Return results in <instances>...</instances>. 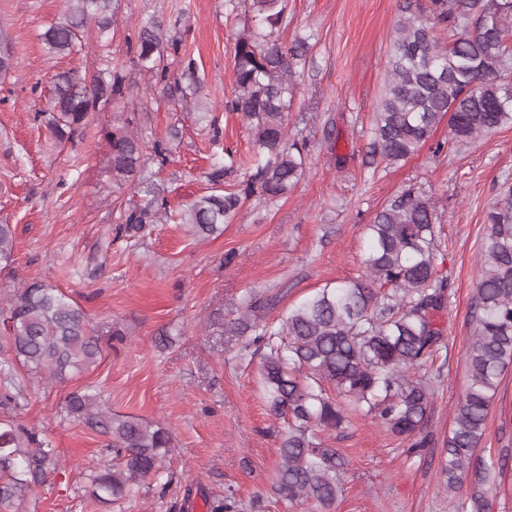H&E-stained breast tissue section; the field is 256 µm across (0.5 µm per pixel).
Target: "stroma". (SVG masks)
Listing matches in <instances>:
<instances>
[{"label":"stroma","instance_id":"obj_1","mask_svg":"<svg viewBox=\"0 0 512 512\" xmlns=\"http://www.w3.org/2000/svg\"><path fill=\"white\" fill-rule=\"evenodd\" d=\"M402 2L288 0L278 35L310 44L286 116L289 135L306 145V170L288 197L251 200L223 233L198 237L180 216L210 190L215 159L227 146L244 161L252 153L247 121L224 108L242 16L226 15L224 0H114L116 25L105 33L89 26L78 51L57 55L42 35L64 19L65 0H0V44L13 61L0 72V224L13 225L16 237L12 262L0 267V309L21 284H50L83 309L101 348L96 365L64 381L26 375L24 404L0 408L1 419L40 431L59 461L19 512H193L201 499L228 493L239 512H251L257 498L265 512H320L312 502L274 494L286 424L270 415L257 367L242 356V337L226 327L249 296L276 298L275 317L327 284L361 275L366 224L409 186L437 202L436 234L452 288L442 315L448 349L429 371L432 443L410 450L364 413L348 410L344 429L322 435L349 463L331 512H453L441 452L467 382L464 349L485 213L512 185V124L461 145L443 122L407 160L372 161L389 37ZM152 17L164 19L169 37L182 39L185 55L195 59L220 139L194 99L152 89L134 67L136 30ZM72 68L90 75L117 70L138 88L100 102L86 127L59 140L43 115L52 109L58 74ZM122 115L135 117L147 147L140 172L119 185L105 134ZM157 142L165 157L156 156ZM155 195L167 202V220L150 225L135 244L116 236L120 215ZM87 390L100 392L113 413L169 432L168 486L142 483L112 504L89 496L85 476L98 469L107 439L63 411L68 395ZM481 445L495 456L512 453V364Z\"/></svg>","mask_w":512,"mask_h":512}]
</instances>
